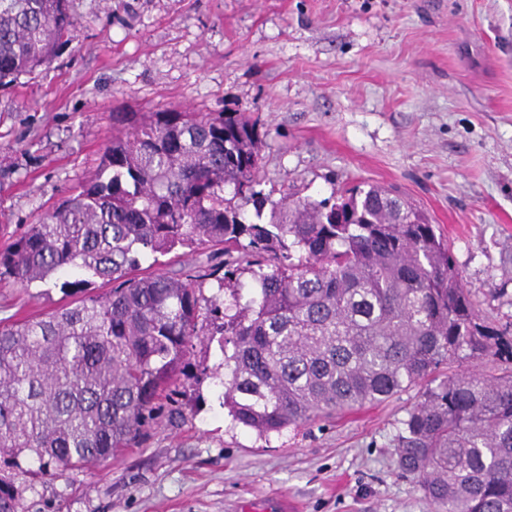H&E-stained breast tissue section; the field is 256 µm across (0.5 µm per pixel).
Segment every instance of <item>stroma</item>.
<instances>
[{"label":"stroma","instance_id":"1","mask_svg":"<svg viewBox=\"0 0 512 512\" xmlns=\"http://www.w3.org/2000/svg\"><path fill=\"white\" fill-rule=\"evenodd\" d=\"M71 41L0 87V245L97 166L116 112H245L278 193L375 184L448 239L512 329V0H71ZM0 285V322L71 302ZM196 344L140 447L32 481L25 512H429L391 441L411 388L269 438L232 424Z\"/></svg>","mask_w":512,"mask_h":512}]
</instances>
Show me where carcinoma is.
Masks as SVG:
<instances>
[{
	"instance_id": "1",
	"label": "carcinoma",
	"mask_w": 512,
	"mask_h": 512,
	"mask_svg": "<svg viewBox=\"0 0 512 512\" xmlns=\"http://www.w3.org/2000/svg\"><path fill=\"white\" fill-rule=\"evenodd\" d=\"M75 26L70 0H0V87L51 63ZM119 122L92 175L0 249V279L81 294L0 322V512L22 510L15 476L136 444L175 402L193 342L217 335L234 424L266 438L418 386L393 438L401 474L432 512H512V331L476 311L424 213L373 184L273 199L243 112ZM206 246L224 248V273H138ZM473 362L500 372L454 370Z\"/></svg>"
}]
</instances>
